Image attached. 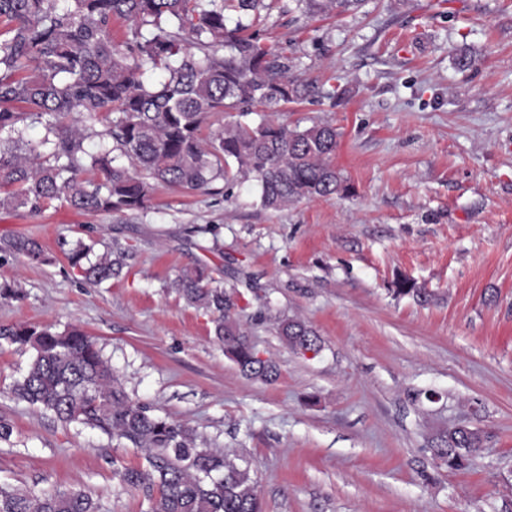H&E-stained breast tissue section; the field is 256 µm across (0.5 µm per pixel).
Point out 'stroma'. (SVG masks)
<instances>
[{
  "label": "stroma",
  "mask_w": 512,
  "mask_h": 512,
  "mask_svg": "<svg viewBox=\"0 0 512 512\" xmlns=\"http://www.w3.org/2000/svg\"><path fill=\"white\" fill-rule=\"evenodd\" d=\"M290 2L251 29L323 94L273 118L331 123L353 195L266 211L254 184L220 179L158 187L135 213L0 210V237L45 249L34 263L0 255V290L14 292L0 325L82 327L133 400L248 468L262 512H512V0H364L315 18L284 12ZM79 242L126 251L120 277L85 281L67 259ZM200 263L238 283L240 322L276 382L244 376L211 315L173 288ZM402 279L421 295L396 294ZM282 316L307 321L320 353L289 350ZM31 357L0 348V417L13 425L0 485L147 512L113 475L139 451L11 396ZM460 424L486 439L454 473L430 446Z\"/></svg>",
  "instance_id": "stroma-1"
}]
</instances>
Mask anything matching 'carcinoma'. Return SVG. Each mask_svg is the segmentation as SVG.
I'll use <instances>...</instances> for the list:
<instances>
[{
	"label": "carcinoma",
	"instance_id": "cac0c4a2",
	"mask_svg": "<svg viewBox=\"0 0 512 512\" xmlns=\"http://www.w3.org/2000/svg\"><path fill=\"white\" fill-rule=\"evenodd\" d=\"M304 15H339L363 0H294ZM268 9L265 0H0V210L33 214L59 201L87 213L143 209L158 184L183 191L206 190L219 178L253 181L259 205L280 210L290 203L349 196L352 186L332 157L338 132L328 122L290 129L273 120L255 126L228 123L204 132L219 112H274L318 94L292 72L288 55L246 33L227 13L249 17ZM150 26L148 37L112 39V21ZM160 70L163 81L144 79ZM109 114L100 133L112 148L84 147L85 129ZM45 119L55 140L49 161L36 147L22 148L21 127ZM124 158L128 165L115 164ZM82 243L67 259L85 280L100 284L121 275L126 254L92 260ZM0 253L40 261L39 240L0 239ZM202 266L173 281L183 298L215 315L214 336L247 377L273 383L278 366L258 356L243 330L232 296L212 286ZM277 334L296 353L322 349L304 320L285 317ZM34 351L11 396L65 423L98 430L143 452L144 463L114 471L139 490L148 512H261L249 471L198 443L188 423L151 415L133 401L103 357L96 340L79 328L54 332L35 324L0 325V346ZM484 434L453 428L431 452L440 467L466 472ZM0 512H99L81 490L36 494L0 486Z\"/></svg>",
	"mask_w": 512,
	"mask_h": 512
}]
</instances>
